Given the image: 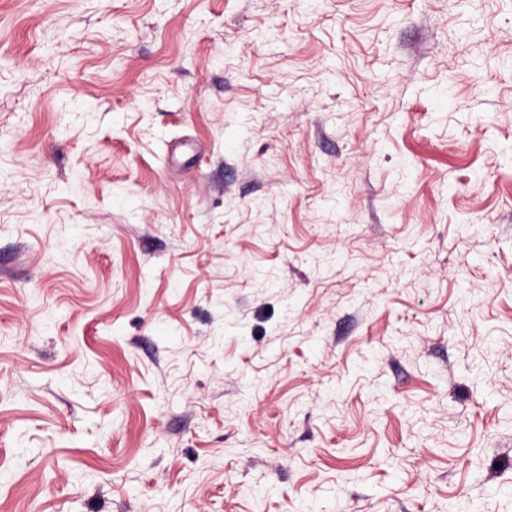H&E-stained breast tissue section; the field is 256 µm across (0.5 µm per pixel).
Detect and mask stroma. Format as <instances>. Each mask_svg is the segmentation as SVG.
<instances>
[{
	"label": "stroma",
	"instance_id": "obj_1",
	"mask_svg": "<svg viewBox=\"0 0 512 512\" xmlns=\"http://www.w3.org/2000/svg\"><path fill=\"white\" fill-rule=\"evenodd\" d=\"M0 512H512V0H0Z\"/></svg>",
	"mask_w": 512,
	"mask_h": 512
}]
</instances>
